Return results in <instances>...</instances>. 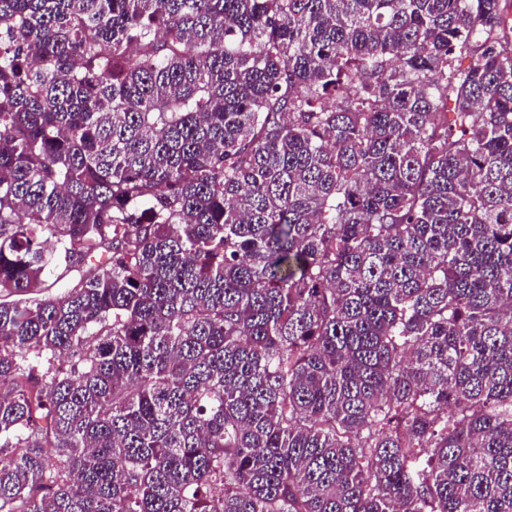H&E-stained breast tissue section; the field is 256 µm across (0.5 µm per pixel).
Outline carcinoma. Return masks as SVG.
Listing matches in <instances>:
<instances>
[{
	"label": "carcinoma",
	"instance_id": "cac0c4a2",
	"mask_svg": "<svg viewBox=\"0 0 512 512\" xmlns=\"http://www.w3.org/2000/svg\"><path fill=\"white\" fill-rule=\"evenodd\" d=\"M509 41L0 0V512H512Z\"/></svg>",
	"mask_w": 512,
	"mask_h": 512
}]
</instances>
